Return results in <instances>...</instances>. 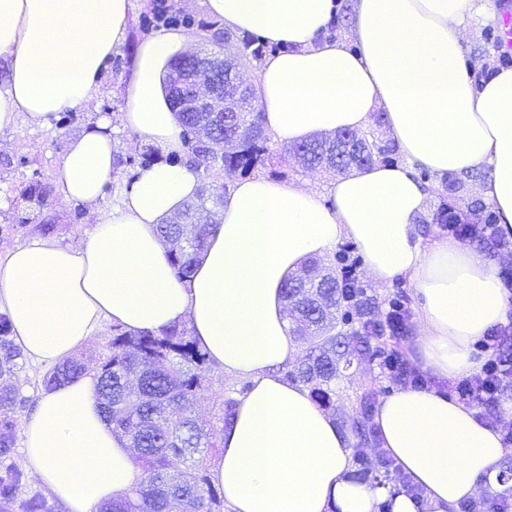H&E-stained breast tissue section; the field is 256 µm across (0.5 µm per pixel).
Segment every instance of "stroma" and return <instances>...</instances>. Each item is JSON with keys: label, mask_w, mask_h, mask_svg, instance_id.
<instances>
[{"label": "stroma", "mask_w": 512, "mask_h": 512, "mask_svg": "<svg viewBox=\"0 0 512 512\" xmlns=\"http://www.w3.org/2000/svg\"><path fill=\"white\" fill-rule=\"evenodd\" d=\"M150 11V0H132L128 40L117 54V63L105 73L97 94L95 111L68 110L60 113L51 128L25 127L18 131L0 130V155L18 160V167L0 172V251L23 243L29 236L28 228L20 220L32 213L34 206L19 201L18 192L32 182L38 181L48 189L46 210L56 219L57 229L53 239L61 244L79 248L86 237L87 205L62 206L54 191L61 155L68 140L81 132L88 122L103 118L109 121L114 136L123 154L140 157L147 150L138 138L126 130L121 122L124 108V89L131 74V58L138 43L147 35L160 30ZM499 20L477 21L469 37L472 50L467 57L469 68L478 76H485L498 66L502 55L498 43ZM422 179L430 191V205L421 219L424 238L442 237L441 216L448 210L464 213L468 221L484 219L491 207L480 194V175H472L459 181L456 189H449L448 180L430 173ZM416 330H409L397 342L363 336V355L355 359L352 366L344 370L336 382V402L330 411L341 429H350L360 419L363 409L362 396L378 399L390 394L394 386L379 368L380 353L384 348L397 346L409 352L415 344Z\"/></svg>", "instance_id": "stroma-1"}]
</instances>
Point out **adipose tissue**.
I'll list each match as a JSON object with an SVG mask.
<instances>
[{"instance_id": "adipose-tissue-1", "label": "adipose tissue", "mask_w": 512, "mask_h": 512, "mask_svg": "<svg viewBox=\"0 0 512 512\" xmlns=\"http://www.w3.org/2000/svg\"><path fill=\"white\" fill-rule=\"evenodd\" d=\"M238 34L279 45L258 76L267 129L291 144L314 133L362 131L380 113L401 162L340 176L328 196L307 182L257 174L234 180L223 219L191 278L177 279L156 227L196 199L167 86L195 46L183 28L144 37L132 58L122 120L160 155L99 210L117 146L95 120L66 144L56 194L94 209L81 248L33 236L0 252V313L25 354L52 366L99 336L186 326L225 373L246 379L221 450L208 463L229 512H459L499 490V431L473 408L429 390L400 389L372 413L378 443L419 496L351 477L349 437L307 387L284 381L296 359L283 282L341 241L381 284L407 278L420 299L412 356L455 378L479 370L475 344L512 318L497 258L467 243L423 240L428 189L415 175L485 174L483 199L512 235V68L478 80L467 35L490 0H354L350 35L331 39L337 0H200ZM131 0H0V130L51 127L91 110L104 72L128 37ZM24 465L64 512H98L140 481L125 438L97 404L93 374L44 389L23 426Z\"/></svg>"}]
</instances>
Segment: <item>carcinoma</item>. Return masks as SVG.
<instances>
[{
	"label": "carcinoma",
	"mask_w": 512,
	"mask_h": 512,
	"mask_svg": "<svg viewBox=\"0 0 512 512\" xmlns=\"http://www.w3.org/2000/svg\"><path fill=\"white\" fill-rule=\"evenodd\" d=\"M242 57L259 61L277 48L251 36L242 39ZM181 138L186 148L181 162L199 175L202 190L178 215L189 216L207 208L206 224H176L174 219L158 225L166 257L179 279L192 274L207 239L221 223L226 184L213 178L216 170L240 169L249 172L272 159L263 126L262 110L256 103L240 99L239 111L226 112V121L208 126L210 120L196 112L176 110ZM325 142L319 136L284 148V156L307 170L319 168L345 172L358 168L357 150L346 139ZM230 139L232 152L218 153L216 146ZM25 222L36 223L38 234L55 231L52 218L35 214ZM285 307L293 313L291 335L303 347L302 358L278 373L289 382L311 388L321 401L335 390L340 366L348 367L359 354L354 345L358 336L339 328L334 312L343 307L344 294L338 277L330 269L306 266L288 279L282 288ZM22 348L11 336L7 318L0 316V509L6 510L15 498L22 470L11 462L15 453L19 414L27 399L12 383ZM214 361L184 326L160 332L131 333L112 326L107 353L94 368L98 401L112 431L129 441L136 450L133 460L142 474L141 481L119 501L101 507L100 512H224V493L212 484L206 466L208 452L218 447L214 434H223L232 421L235 399L222 393L218 424L202 421L192 406L208 388ZM87 372L79 358H68L47 371L42 382L47 387L63 385Z\"/></svg>",
	"instance_id": "carcinoma-1"
}]
</instances>
